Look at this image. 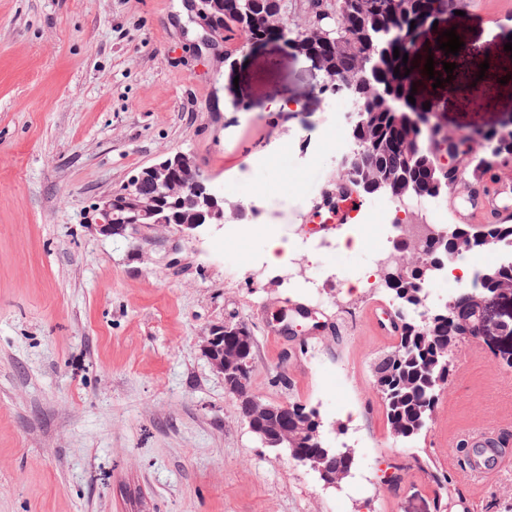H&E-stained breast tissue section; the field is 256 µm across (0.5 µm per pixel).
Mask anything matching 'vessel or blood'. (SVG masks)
Listing matches in <instances>:
<instances>
[{
    "label": "vessel or blood",
    "instance_id": "obj_1",
    "mask_svg": "<svg viewBox=\"0 0 512 512\" xmlns=\"http://www.w3.org/2000/svg\"><path fill=\"white\" fill-rule=\"evenodd\" d=\"M448 208L459 223L508 224L512 222V186L493 184L484 179H466L456 175L447 197ZM471 450L468 465L461 470L462 481L480 487L487 479L512 462L503 424L481 421L455 430Z\"/></svg>",
    "mask_w": 512,
    "mask_h": 512
}]
</instances>
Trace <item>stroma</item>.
Here are the masks:
<instances>
[{
	"label": "stroma",
	"mask_w": 512,
	"mask_h": 512,
	"mask_svg": "<svg viewBox=\"0 0 512 512\" xmlns=\"http://www.w3.org/2000/svg\"><path fill=\"white\" fill-rule=\"evenodd\" d=\"M484 2L454 0L420 46L459 35V93L411 68L451 132L512 126V6ZM241 41L209 42L189 0H0V512H446L436 470L472 512H512V466L473 492L448 454L457 426L499 419L490 386L512 369L464 342L419 447L393 439L372 382L393 344L371 313L389 297L364 280L396 212L375 195L347 223L317 217L352 103L322 97V71L289 44ZM488 58L496 72H481ZM175 151L214 178L238 234L99 235L94 206ZM255 197L267 223L239 215ZM273 235L320 302L270 267L253 273ZM228 320L254 336L253 394L316 410L332 442L363 435L342 486L240 418L199 342Z\"/></svg>",
	"instance_id": "stroma-1"
}]
</instances>
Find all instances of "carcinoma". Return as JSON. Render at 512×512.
Here are the masks:
<instances>
[{"mask_svg":"<svg viewBox=\"0 0 512 512\" xmlns=\"http://www.w3.org/2000/svg\"><path fill=\"white\" fill-rule=\"evenodd\" d=\"M453 0H308L305 19L293 22L288 15V0H232L224 11V29L238 32L253 41H262L278 32L300 41L327 65L319 93L328 98L341 88L354 98L364 113L363 125L351 126L355 151L348 158L360 168H378L388 177L367 184L342 167L336 180V199H360L382 194L394 200L399 211L411 201L436 199L448 192V172L438 165L436 155L448 143L445 136L422 142L419 122L409 115L423 111L427 101L405 100L402 76L394 69L402 67V56L417 50L416 37L421 23L436 11H446ZM399 57H394V49ZM371 57L370 68L358 81L355 70L364 57ZM478 175H485L512 157V132L489 130L474 140ZM203 175L190 167L175 170L167 184L149 176L137 184L121 185L112 192L114 214L123 219L131 213L123 203L154 205L170 224L195 221L200 206L188 194L187 187ZM512 239V224H450L448 232L435 230L431 244L422 246L423 260L404 269L389 268L383 274L385 290L401 310L398 345L375 357L373 382L386 409L389 431L403 444L416 445L425 436L439 406L441 390L453 371L454 351L465 337L454 332L457 323L470 316L469 308H431L425 299V287L442 270L448 258L465 248L471 254L484 253L501 239ZM512 292V264L496 263L480 269L479 284L465 291L468 298ZM225 348L236 349L244 357V367L231 383L242 398L239 415L247 419L254 413L245 395L249 394L253 360V337L244 340L224 338ZM288 413L282 427L293 438L288 452L309 458L325 456L330 461L329 474L352 470L355 458L346 448H330L324 441L295 436V426L303 419L311 431L322 430L315 410L288 400Z\"/></svg>","mask_w":512,"mask_h":512,"instance_id":"cac0c4a2","label":"carcinoma"}]
</instances>
